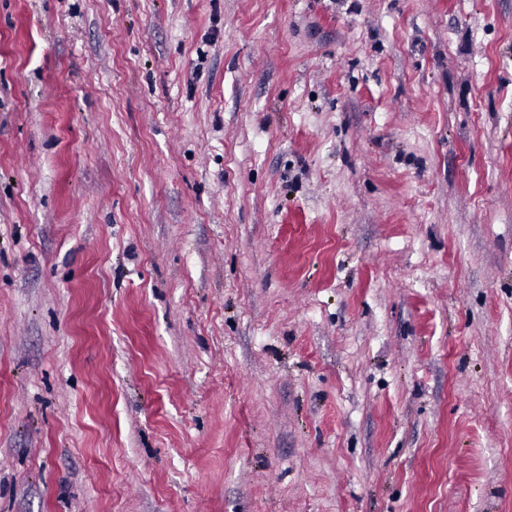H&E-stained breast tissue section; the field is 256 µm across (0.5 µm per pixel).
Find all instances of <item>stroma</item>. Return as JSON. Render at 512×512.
Segmentation results:
<instances>
[{"mask_svg":"<svg viewBox=\"0 0 512 512\" xmlns=\"http://www.w3.org/2000/svg\"><path fill=\"white\" fill-rule=\"evenodd\" d=\"M0 512H512V0H0Z\"/></svg>","mask_w":512,"mask_h":512,"instance_id":"35a3bbf8","label":"stroma"}]
</instances>
